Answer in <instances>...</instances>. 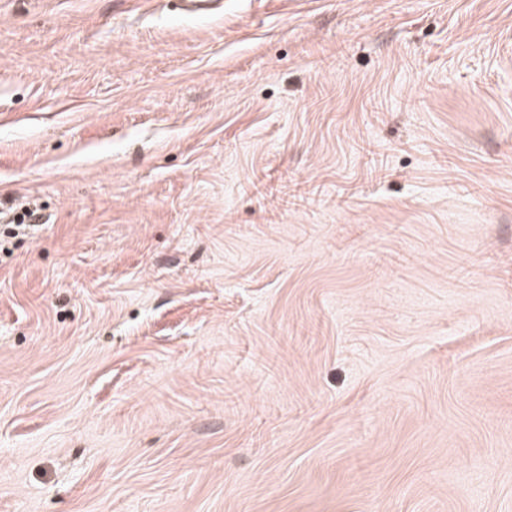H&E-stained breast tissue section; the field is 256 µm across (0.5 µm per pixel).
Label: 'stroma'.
<instances>
[{"label": "stroma", "mask_w": 512, "mask_h": 512, "mask_svg": "<svg viewBox=\"0 0 512 512\" xmlns=\"http://www.w3.org/2000/svg\"><path fill=\"white\" fill-rule=\"evenodd\" d=\"M27 209L0 512H512V0H0Z\"/></svg>", "instance_id": "1"}]
</instances>
